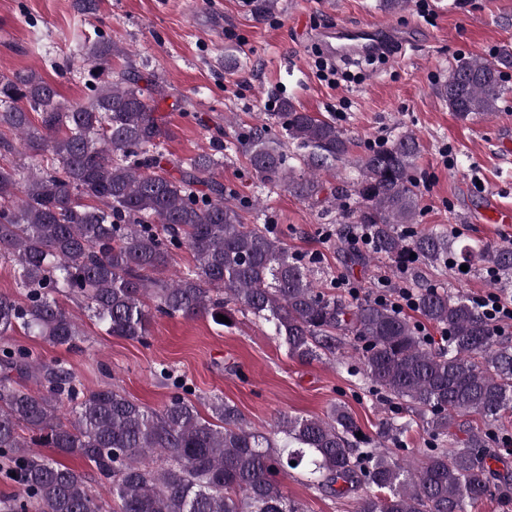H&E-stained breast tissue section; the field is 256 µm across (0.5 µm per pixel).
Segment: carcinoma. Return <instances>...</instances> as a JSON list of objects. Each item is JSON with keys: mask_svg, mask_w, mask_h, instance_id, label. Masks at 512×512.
<instances>
[{"mask_svg": "<svg viewBox=\"0 0 512 512\" xmlns=\"http://www.w3.org/2000/svg\"><path fill=\"white\" fill-rule=\"evenodd\" d=\"M277 2L248 0L249 11L263 21ZM117 54L126 64L114 71ZM86 56L91 86L79 102L59 101L33 71L0 73V156L25 159L0 163V258L21 287L19 298L0 294V465L21 490L0 500V512H304L274 479L290 469L324 496L353 498L355 512H466L484 498L509 497L512 484L492 467L501 451L489 435L472 430L459 448L452 433L463 418L492 426L512 411V345L484 314L446 288H417L420 318L446 332L447 346L436 348L390 304L347 302L319 288L315 259L288 252L272 225L244 221L250 200L216 179L215 155L166 157L157 83L130 53L100 35ZM509 70L510 43L492 61L459 60L441 96L461 120L491 115ZM351 146L335 120L276 97L267 119L240 128L224 149L242 154L264 188L339 204L369 234L358 260L384 257L393 275L412 281L420 265L448 266V232L412 227L421 204L416 135L402 131L367 147L345 190L320 198V172L347 161ZM183 249L193 265L167 275ZM459 256L500 275L493 287H512V243L464 245ZM68 300L108 335L143 344L159 316L218 324L216 315L236 313L269 325L301 362L349 336L359 360L349 375L424 417L423 462L413 466L397 453L411 422L385 418L375 437H360L342 404L324 419L286 415L269 434L218 395L209 398L211 417L201 416L181 382L160 409L114 385L84 390L62 362L10 342L21 328L79 347L84 333ZM38 448L91 463L109 500L83 472Z\"/></svg>", "mask_w": 512, "mask_h": 512, "instance_id": "cac0c4a2", "label": "carcinoma"}]
</instances>
